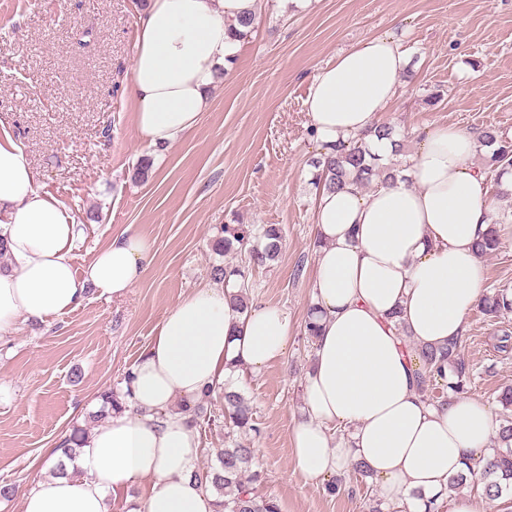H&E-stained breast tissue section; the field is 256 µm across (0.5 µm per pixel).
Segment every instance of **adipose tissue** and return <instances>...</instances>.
Listing matches in <instances>:
<instances>
[{
	"label": "adipose tissue",
	"mask_w": 512,
	"mask_h": 512,
	"mask_svg": "<svg viewBox=\"0 0 512 512\" xmlns=\"http://www.w3.org/2000/svg\"><path fill=\"white\" fill-rule=\"evenodd\" d=\"M258 0H146L138 16L131 96L135 128L164 151L209 107L219 70L241 49L243 17ZM407 59L397 39L373 37L337 55L312 80L305 105L323 154L367 136L397 93ZM401 176L361 189L321 191L314 208L312 304L320 325L292 430L294 463L327 478L363 463L387 499L415 495L446 512H485L448 491L450 477L481 474L499 423L472 398L427 403L416 391L417 353L462 338L483 294L477 241L492 225L489 179L472 163L474 133L433 125ZM77 219L38 188L24 147L0 136V334L18 319L76 307L86 288L126 296L154 261L150 243L125 227L76 274ZM291 320L271 307L240 311L222 284L169 308L130 370L122 410L85 435L74 462L48 471L22 496L23 512H110L109 497L150 480L130 512H215L192 477L199 457L190 413L174 406L234 388L239 366L261 371L284 358ZM347 428L337 436V428Z\"/></svg>",
	"instance_id": "1"
}]
</instances>
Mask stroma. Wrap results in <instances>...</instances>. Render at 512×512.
Returning <instances> with one entry per match:
<instances>
[{
	"instance_id": "obj_1",
	"label": "stroma",
	"mask_w": 512,
	"mask_h": 512,
	"mask_svg": "<svg viewBox=\"0 0 512 512\" xmlns=\"http://www.w3.org/2000/svg\"><path fill=\"white\" fill-rule=\"evenodd\" d=\"M144 0H0V119L26 150L41 191L76 215L73 253L83 270L114 232L133 226L154 262L138 286L112 300L96 291L47 322L18 321L0 337V512H23L39 461L74 432L88 433L103 392L125 375L165 311L204 285L225 225L276 224L282 250L251 276L250 300L288 313L286 356L261 372L240 369V390L261 430L259 493L281 512H368L365 485L346 472L336 494L297 470L291 432L301 416L313 351L304 335L314 267L313 210L319 155L304 104L318 70L368 38L396 36L407 76L379 119L401 133L405 155L431 125L492 126L512 136V0H262L258 22L197 127L156 153L134 128L130 96L138 8ZM437 104H430L431 96ZM150 159L147 178L133 170ZM461 355L469 397L496 407L512 385V351H497L499 325L467 318ZM213 421L198 428L199 466L224 445V402L203 400Z\"/></svg>"
}]
</instances>
